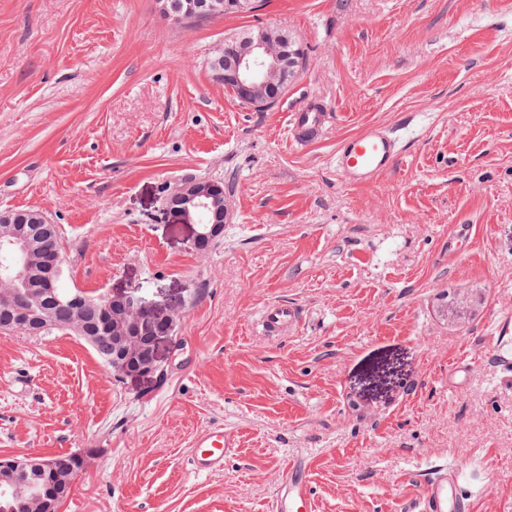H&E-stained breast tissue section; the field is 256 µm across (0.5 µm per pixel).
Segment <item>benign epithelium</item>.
<instances>
[{
    "instance_id": "benign-epithelium-1",
    "label": "benign epithelium",
    "mask_w": 512,
    "mask_h": 512,
    "mask_svg": "<svg viewBox=\"0 0 512 512\" xmlns=\"http://www.w3.org/2000/svg\"><path fill=\"white\" fill-rule=\"evenodd\" d=\"M280 29L259 27L249 39L224 45L232 48L234 65L217 78L242 101L262 108L270 101L268 91L283 83L284 57L279 50ZM177 206L174 217L195 224L198 231L191 248L201 250L224 232L228 209L224 189L211 180H196L174 190ZM0 221L9 227L7 236H0V249L11 257V262L0 270V277L11 282L10 291L0 294V304L19 306L29 316V331L36 335L55 322L53 314L41 307L33 295L31 283L35 270L30 266V254L42 249L51 258L52 274L43 280L40 293L53 294L63 273L60 254L32 238L26 223L44 222L42 212L5 211ZM74 316L73 332L87 344L96 346L99 336L90 332L78 315L93 307L103 317L104 335L112 339V366L118 377L158 378L162 372L159 344L174 335L176 310L166 305H145L133 294H100L93 298L80 291L66 300ZM87 453L76 454L77 466L61 473L51 462L34 465L30 457L0 459V512H26L36 502L40 512H59L63 496L70 490L75 478L89 461Z\"/></svg>"
}]
</instances>
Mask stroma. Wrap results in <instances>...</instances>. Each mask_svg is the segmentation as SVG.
Wrapping results in <instances>:
<instances>
[{
	"label": "stroma",
	"instance_id": "obj_1",
	"mask_svg": "<svg viewBox=\"0 0 512 512\" xmlns=\"http://www.w3.org/2000/svg\"><path fill=\"white\" fill-rule=\"evenodd\" d=\"M257 26L304 51L262 111L208 67ZM312 98L336 120L298 148L288 115ZM368 124L408 149L355 187L334 155ZM200 179L229 213L201 253L165 208ZM0 208L57 226L68 287L178 311L157 379L0 330V457L91 454L59 512H267L297 458L315 512H397L443 460L487 487L473 512H512V370L486 330L512 313V0H267L191 28L157 0H0ZM271 300L303 307L292 337L256 331ZM207 425L239 447L198 476ZM282 34L284 35L285 39V46H284V52L286 54V83L285 85H282L281 88H279L274 94L272 95V99L274 100L275 104L283 91L288 87V84L291 83L293 78L298 73L300 67L303 64L304 54H299L297 52V49L299 45L295 41L294 37L288 33L287 30H281Z\"/></svg>",
	"mask_w": 512,
	"mask_h": 512
}]
</instances>
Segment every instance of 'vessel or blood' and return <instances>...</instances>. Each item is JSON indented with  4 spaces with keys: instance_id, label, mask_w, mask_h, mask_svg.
Masks as SVG:
<instances>
[{
    "instance_id": "vessel-or-blood-1",
    "label": "vessel or blood",
    "mask_w": 512,
    "mask_h": 512,
    "mask_svg": "<svg viewBox=\"0 0 512 512\" xmlns=\"http://www.w3.org/2000/svg\"><path fill=\"white\" fill-rule=\"evenodd\" d=\"M319 100L307 101L288 115V134L293 143L303 146L318 139L335 121ZM404 150L403 141L391 127L370 124L360 132L343 138L335 154L336 172L354 186L369 185L393 168ZM303 321L300 305L280 300L266 302L258 312L257 325L263 335L284 338L293 335ZM491 334L499 360L512 364V316L494 321ZM236 448L231 431L203 427L194 437L189 451L190 469L197 475L223 471L225 459ZM310 467L307 461L295 459L285 467L268 512H313L310 492ZM467 469L445 463L426 473L422 493L405 505L404 512H464L461 494L468 480Z\"/></svg>"
}]
</instances>
